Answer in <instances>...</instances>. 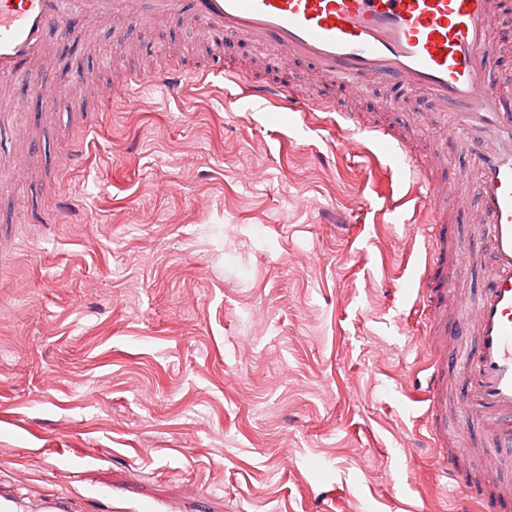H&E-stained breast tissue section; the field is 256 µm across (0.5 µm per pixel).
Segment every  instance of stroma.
<instances>
[{"mask_svg":"<svg viewBox=\"0 0 512 512\" xmlns=\"http://www.w3.org/2000/svg\"><path fill=\"white\" fill-rule=\"evenodd\" d=\"M203 65L340 93L190 23L106 22L92 49L52 41L42 97L0 139L37 173L0 172V494L18 512L50 492L72 512H448L416 401L426 252L404 241L424 215L390 207L405 188L367 178L341 128L214 78L97 112L89 163L65 167L101 90Z\"/></svg>","mask_w":512,"mask_h":512,"instance_id":"35a3bbf8","label":"stroma"}]
</instances>
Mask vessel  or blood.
<instances>
[{"label": "vessel or blood", "instance_id": "vessel-or-blood-1", "mask_svg": "<svg viewBox=\"0 0 512 512\" xmlns=\"http://www.w3.org/2000/svg\"><path fill=\"white\" fill-rule=\"evenodd\" d=\"M511 14L512 0H0V88L40 95L49 35L66 40L91 21L143 27L159 19L197 23L229 44L263 45L342 84L337 99L320 102L274 80L249 81L241 90L261 109L336 114L346 136L368 139L393 159L398 181L414 178L408 197L429 216L416 299L431 316L426 443L462 491L458 512H483L488 497L512 500V482L485 484L487 474L512 464V93L495 64L512 40L504 23ZM146 83L171 96L186 87L172 68L141 73L111 95L134 101ZM367 83L392 90L391 112L414 94L428 96L433 109L422 119L443 124L474 176L472 193L444 178L443 144L418 153L409 145L412 123L351 109ZM461 216L477 225L476 240L449 235ZM476 265L485 271L480 293L451 297L449 273ZM452 411L481 423V443L449 437ZM476 445L489 461L463 474L460 465Z\"/></svg>", "mask_w": 512, "mask_h": 512}]
</instances>
